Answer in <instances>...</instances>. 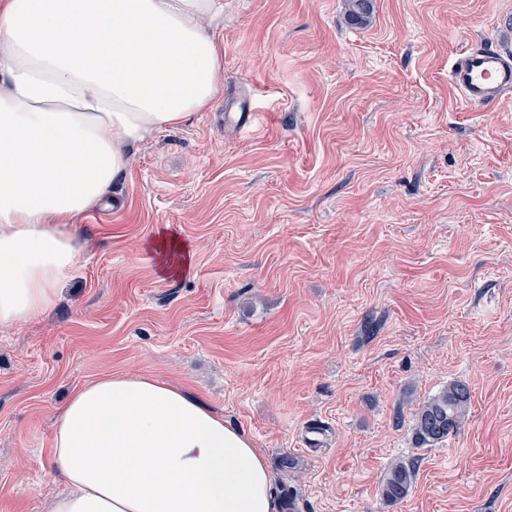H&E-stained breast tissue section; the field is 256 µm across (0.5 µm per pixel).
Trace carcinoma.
Segmentation results:
<instances>
[{
    "label": "carcinoma",
    "instance_id": "cac0c4a2",
    "mask_svg": "<svg viewBox=\"0 0 512 512\" xmlns=\"http://www.w3.org/2000/svg\"><path fill=\"white\" fill-rule=\"evenodd\" d=\"M346 14L353 25L369 24L373 14V0H347ZM471 403V390L462 381H452L437 394L428 398L416 411L415 441L419 445H436L454 436L462 426ZM416 476L413 462H393L382 481L384 502L397 504L410 493Z\"/></svg>",
    "mask_w": 512,
    "mask_h": 512
}]
</instances>
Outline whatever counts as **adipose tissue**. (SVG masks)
I'll return each mask as SVG.
<instances>
[{"mask_svg":"<svg viewBox=\"0 0 512 512\" xmlns=\"http://www.w3.org/2000/svg\"><path fill=\"white\" fill-rule=\"evenodd\" d=\"M224 0H0V327L74 273L71 224L132 151L222 91ZM48 512H279L267 458L181 388L129 372L75 389Z\"/></svg>","mask_w":512,"mask_h":512,"instance_id":"1","label":"adipose tissue"}]
</instances>
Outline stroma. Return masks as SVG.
Listing matches in <instances>:
<instances>
[{
    "instance_id": "stroma-1",
    "label": "stroma",
    "mask_w": 512,
    "mask_h": 512,
    "mask_svg": "<svg viewBox=\"0 0 512 512\" xmlns=\"http://www.w3.org/2000/svg\"><path fill=\"white\" fill-rule=\"evenodd\" d=\"M481 42L512 52V0H374L362 27L344 0H224L222 95L134 149L56 307L0 328V512H47L56 414L125 371L298 457L274 474L295 512H512V95L467 107L448 81ZM454 380L460 431L417 445ZM396 460L416 479L390 505ZM153 247L161 252L164 273L180 275L182 269L188 267V249L176 236H162L153 243ZM471 403V390L465 382L452 381L428 398L416 411L415 441L436 445L454 436L462 426ZM416 476L413 462L398 460L393 462L382 481L381 495L384 502L397 504L410 493Z\"/></svg>"
}]
</instances>
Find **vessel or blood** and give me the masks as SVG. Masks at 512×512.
<instances>
[{"label": "vessel or blood", "mask_w": 512, "mask_h": 512, "mask_svg": "<svg viewBox=\"0 0 512 512\" xmlns=\"http://www.w3.org/2000/svg\"><path fill=\"white\" fill-rule=\"evenodd\" d=\"M449 78L467 105L501 101L512 94V54L482 44L470 47L456 59Z\"/></svg>", "instance_id": "vessel-or-blood-1"}]
</instances>
